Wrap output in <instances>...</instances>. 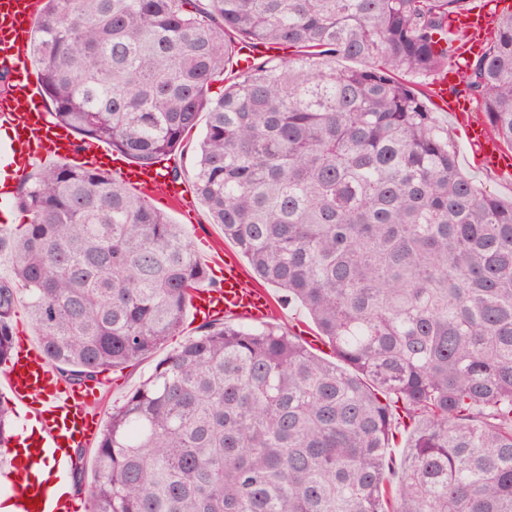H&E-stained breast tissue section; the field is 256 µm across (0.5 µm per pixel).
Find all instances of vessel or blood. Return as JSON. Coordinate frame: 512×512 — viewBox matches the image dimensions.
<instances>
[{"instance_id":"vessel-or-blood-1","label":"vessel or blood","mask_w":512,"mask_h":512,"mask_svg":"<svg viewBox=\"0 0 512 512\" xmlns=\"http://www.w3.org/2000/svg\"><path fill=\"white\" fill-rule=\"evenodd\" d=\"M37 13L36 0H0V68L12 77L11 87L0 92V127L12 132L5 151L14 180L23 179L36 164L47 159H65L85 168L111 167L117 179L144 197L182 205L187 196L183 182L171 179L163 169L130 166L122 158L111 156L100 142L78 143L55 132L48 119L42 84L26 65ZM497 19V14L490 12L462 15L459 24L467 31L468 40L461 45L459 57L481 54L486 34ZM431 94L458 121L469 124V145L482 167L512 175V152L490 137L485 124L472 121L471 101L463 88L443 73L433 81ZM190 305L195 315L209 320L226 317L262 324L278 315L269 293L247 285L240 264L231 254L224 260L220 287L194 290ZM0 378L24 418L40 424V456L52 457L61 476L69 477L75 449L90 447L98 431L103 401L99 386L60 380L41 347L32 344L13 352ZM31 496L30 481H23L15 494L18 512H70L68 504L45 498L40 500L38 510H31L27 504Z\"/></svg>"}]
</instances>
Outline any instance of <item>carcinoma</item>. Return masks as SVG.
Returning a JSON list of instances; mask_svg holds the SVG:
<instances>
[{
	"label": "carcinoma",
	"instance_id": "1",
	"mask_svg": "<svg viewBox=\"0 0 512 512\" xmlns=\"http://www.w3.org/2000/svg\"><path fill=\"white\" fill-rule=\"evenodd\" d=\"M42 2L29 58L55 123L154 166L206 114L196 194L336 358L273 322L202 324L112 411L89 512H512V203L403 79L447 70L462 0ZM242 44L296 54L210 98ZM460 81L512 148V13ZM19 206L0 365L21 298L66 381L179 331L208 273L152 200L55 164ZM14 437L0 396L3 455Z\"/></svg>",
	"mask_w": 512,
	"mask_h": 512
}]
</instances>
